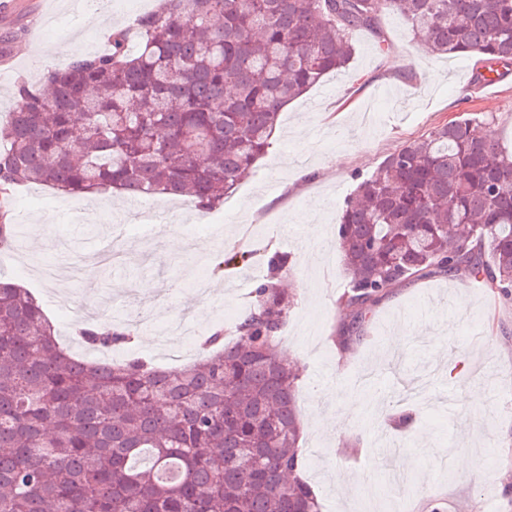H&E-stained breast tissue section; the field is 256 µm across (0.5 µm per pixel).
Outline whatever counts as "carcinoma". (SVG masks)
I'll return each instance as SVG.
<instances>
[{
	"label": "carcinoma",
	"instance_id": "obj_1",
	"mask_svg": "<svg viewBox=\"0 0 512 512\" xmlns=\"http://www.w3.org/2000/svg\"><path fill=\"white\" fill-rule=\"evenodd\" d=\"M391 12L436 54L512 65V0H159L107 52L18 84L0 118V197L112 188L208 213L270 148L283 107L349 64L355 31L386 51ZM7 216L0 248L17 233ZM337 234L351 276L338 302L357 329L415 277L465 273L509 300L512 154L462 113L387 156ZM290 264L267 258L237 342L215 332L209 356L176 368L75 356L33 295L0 280V512H322L298 476V377L278 342L293 296L273 279ZM79 335L91 353L134 329L95 319ZM177 468L190 478H161Z\"/></svg>",
	"mask_w": 512,
	"mask_h": 512
}]
</instances>
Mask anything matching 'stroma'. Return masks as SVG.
Returning a JSON list of instances; mask_svg holds the SVG:
<instances>
[{"label":"stroma","mask_w":512,"mask_h":512,"mask_svg":"<svg viewBox=\"0 0 512 512\" xmlns=\"http://www.w3.org/2000/svg\"><path fill=\"white\" fill-rule=\"evenodd\" d=\"M69 0H11L0 14V111L15 105L18 78L38 81L47 63L38 61L45 43H67L71 58L103 53L112 31L130 28L124 0L103 8L94 25ZM382 28L399 67L382 72L373 36L355 32V54L346 69L326 76L281 112L272 146L257 166L225 197L223 205L199 215L192 202L172 195L130 198L112 192L70 198L32 184L9 198L8 218L27 229L41 225L45 244L0 250V271L33 288L62 339L72 341L85 308L110 297L113 315L133 309L150 322L116 359L138 355L165 365L152 324L191 310L201 335L229 328L252 304L256 281L267 273L265 252L293 258L285 277L294 284V304L282 329L281 346L298 374V407L304 420L322 415L350 419L361 448H336V429L307 430L300 441L304 478L320 498L322 512H383L377 494L397 496L403 512H512V300L465 275L412 279L374 304L361 337L348 336L351 313L338 298L349 285L344 257L336 245V224L347 199L375 175L406 141L461 113L493 117L499 144L512 153V73L495 92L475 78L481 63L472 57L437 58L410 41L402 16L389 13ZM157 204L166 210L193 247L179 255L165 250V226L145 237L138 215ZM123 224L126 264L109 272L91 269L59 289L44 278L43 262L54 259L64 239L69 257L82 263L113 222ZM254 251L246 265L213 273L217 256ZM209 284L208 299L192 286L194 275ZM155 294L140 295L142 280ZM434 371L418 425L394 431L402 445L397 467L417 486L414 497L389 484L376 441L386 407L404 380ZM479 386L483 399L470 403ZM471 457L457 470L451 454Z\"/></svg>","instance_id":"stroma-1"}]
</instances>
